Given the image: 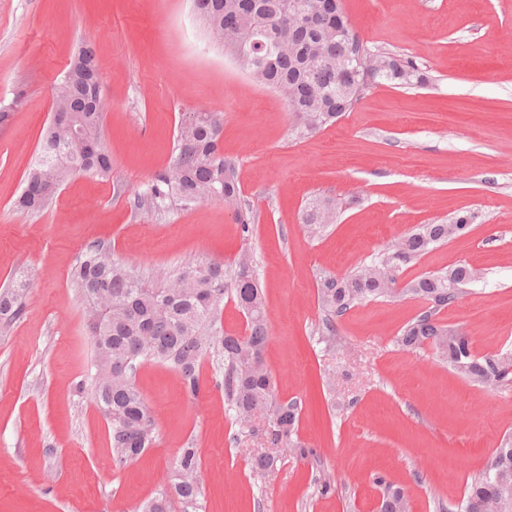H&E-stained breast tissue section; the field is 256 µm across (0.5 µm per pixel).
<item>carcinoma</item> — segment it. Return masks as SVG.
Here are the masks:
<instances>
[{
	"instance_id": "cac0c4a2",
	"label": "carcinoma",
	"mask_w": 512,
	"mask_h": 512,
	"mask_svg": "<svg viewBox=\"0 0 512 512\" xmlns=\"http://www.w3.org/2000/svg\"><path fill=\"white\" fill-rule=\"evenodd\" d=\"M303 15L288 12L286 0H193V10L218 43L230 48L246 36L252 52L244 69L258 82L279 92L288 111L295 112L309 132L336 122L365 93L361 77L341 71L336 62L350 57L349 46L363 41L336 0H304ZM92 55L83 48L70 61L57 86L56 102H69L76 112H55L40 144V156L19 199L20 207L43 209L73 175L106 179L112 159L102 142L101 108L87 109L92 84ZM371 83L382 80L408 84L417 71L410 59L378 53ZM223 119L200 112L181 123L172 164L156 176L150 198L157 206L176 200L188 207L218 199L233 206L242 233L250 232L247 208L241 205L234 166L220 148ZM335 220V208L318 204L306 214L305 226L316 235ZM458 217L450 224H423L393 244L378 262L353 274L322 277L317 295L322 309L334 319L354 305L371 299L410 296L426 309L406 323L396 338L401 349L434 348L448 366L474 385L512 383V351L476 354L469 336L439 319L468 283L459 263L437 275L424 274L398 287L399 269L436 244L469 231ZM74 288L85 302V328L94 347L87 374L95 402L105 418L116 464L133 461L156 441V425L135 376L144 362L174 367L188 396L201 391L200 367L210 359L223 380L224 399L235 411L240 429L255 433V417L268 415L264 433L270 444L306 454L296 440L302 406L278 401L263 351L268 339L265 298L255 273V257L244 249L231 268L222 262L191 265L166 277L162 288H148L142 275L117 262L103 243L89 245L71 270ZM25 275L0 289V330L19 321L26 307ZM232 300L246 318L245 333L224 332V299ZM199 449L179 450L169 483L143 502L136 512H206L199 479ZM383 486L381 512H410V499L400 486L378 479ZM512 512V437L494 449L486 469L467 483L459 512H491L492 504Z\"/></svg>"
}]
</instances>
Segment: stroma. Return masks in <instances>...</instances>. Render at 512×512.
<instances>
[{
	"mask_svg": "<svg viewBox=\"0 0 512 512\" xmlns=\"http://www.w3.org/2000/svg\"><path fill=\"white\" fill-rule=\"evenodd\" d=\"M368 47L415 61L419 77L368 89L336 122L306 133L282 97L214 43L190 0H0V288L25 272L21 320L0 335V512H133L166 484L180 448L201 456L206 512H377V478L406 487L411 512H456L471 477L512 434V384L473 385L400 329L423 308L372 300L326 332L320 276L376 262L421 224L471 218V231L412 261L399 283L465 263L442 321L477 353L512 349V0H343ZM96 55L109 178L76 175L37 212L15 202L54 112L55 86L83 46ZM224 116L250 230L219 200L154 208L145 197L174 158L182 122ZM317 201L336 208L319 236ZM96 241L152 286L187 266L253 252L266 296L264 351L276 396L299 398L306 456L251 459L263 434H239L221 377L204 362L189 398L172 367L136 383L157 441L116 465L107 424L78 392L94 351L70 279ZM331 213L328 223H324V212ZM335 208L328 203L312 206L306 214L305 226L312 235L321 233L328 224H333L335 220Z\"/></svg>",
	"mask_w": 512,
	"mask_h": 512,
	"instance_id": "35a3bbf8",
	"label": "stroma"
}]
</instances>
